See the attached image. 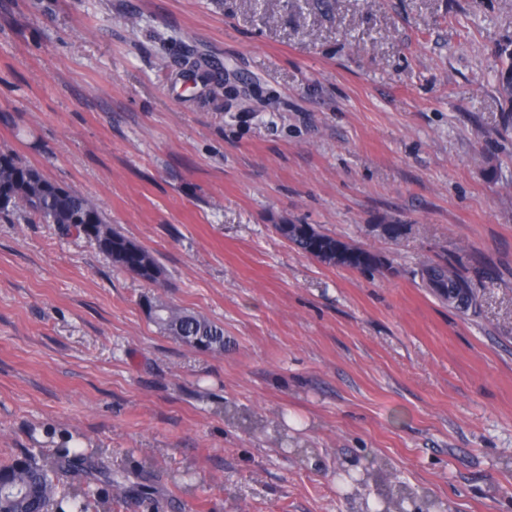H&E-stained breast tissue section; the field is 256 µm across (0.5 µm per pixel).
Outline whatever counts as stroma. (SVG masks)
<instances>
[{"label":"stroma","mask_w":512,"mask_h":512,"mask_svg":"<svg viewBox=\"0 0 512 512\" xmlns=\"http://www.w3.org/2000/svg\"><path fill=\"white\" fill-rule=\"evenodd\" d=\"M511 40L512 0H0V149L164 274L0 221V463L70 437L158 512H512ZM158 295L223 351L160 334ZM502 67L498 74V90L512 104V43L500 48ZM276 233L295 249L334 266H343L359 272L379 269L382 262L375 253L350 245L317 230L311 224H278ZM317 246L318 251L314 253ZM422 282L435 295L453 300L459 309H468L473 302V291L466 279L448 261L422 263Z\"/></svg>","instance_id":"35a3bbf8"}]
</instances>
